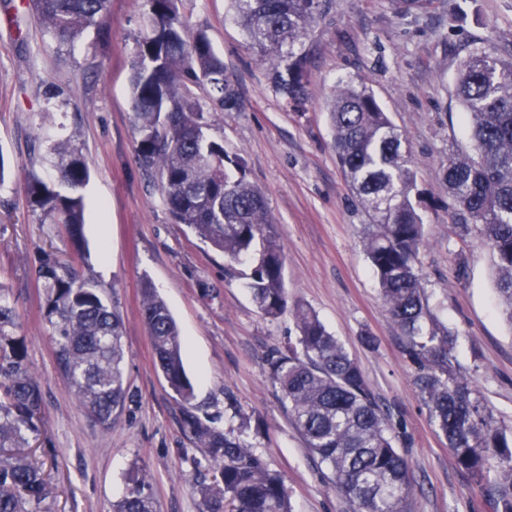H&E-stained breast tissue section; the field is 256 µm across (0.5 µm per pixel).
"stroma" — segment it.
I'll use <instances>...</instances> for the list:
<instances>
[{"instance_id":"stroma-1","label":"stroma","mask_w":512,"mask_h":512,"mask_svg":"<svg viewBox=\"0 0 512 512\" xmlns=\"http://www.w3.org/2000/svg\"><path fill=\"white\" fill-rule=\"evenodd\" d=\"M189 28H205L224 57L240 106L215 114L214 134L240 154L262 192L284 247L292 301L313 310L361 367L388 409L415 488L411 512H490L487 487L461 469L429 418L419 367L389 316L361 242L367 218L336 163L329 121L335 88L365 83L413 154L426 245L417 271L433 315L453 331L456 368L481 393L499 426L512 431V328L500 318L494 257L476 234H461L442 171L450 144L467 145L454 95L460 63L475 47L512 48V0H434L401 13L393 0H334L309 31L307 112L297 116L274 89L269 65L249 49L229 0H179ZM145 0H112L106 29H88L74 51L59 50L28 0H0V293L14 307L27 358L43 394L45 433L32 446L50 474L49 512H112L131 473L146 476L156 512H202L196 487L213 465L182 424L181 410L153 364L141 317L150 281L174 316L201 417L252 445L289 490L292 512H353L295 427L268 374L267 358L296 342L293 315L271 319L244 286L248 266L229 261L172 221L139 169L129 94L130 61ZM58 108L44 112L47 92ZM75 136L90 169L85 257L124 322L129 397L111 429L79 409L54 355L37 279L43 253L72 257L65 225L42 224L24 192L49 138ZM374 336L365 344L364 335Z\"/></svg>"}]
</instances>
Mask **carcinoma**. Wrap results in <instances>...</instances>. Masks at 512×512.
<instances>
[{
    "instance_id": "1",
    "label": "carcinoma",
    "mask_w": 512,
    "mask_h": 512,
    "mask_svg": "<svg viewBox=\"0 0 512 512\" xmlns=\"http://www.w3.org/2000/svg\"><path fill=\"white\" fill-rule=\"evenodd\" d=\"M110 0H29L37 20L71 50L109 17ZM332 0H231L234 21L259 56L272 60L275 90L304 114L311 55L304 40ZM130 95L139 134L136 161L165 209L204 243L234 262H250L246 288L261 314L288 309L284 251L261 191L244 159L213 136L212 111L239 107L234 83L206 29L180 19L177 0H146L134 36ZM455 95L470 125V147L449 148L443 178L454 223L490 247L500 313L512 328V57L475 48L460 65ZM337 163L368 217L362 243L387 311L418 364L417 385L429 417L456 462L490 488L493 512H512V433L452 362L455 333L433 318L416 271L425 230L412 155L403 133L363 83L346 82L330 102ZM57 181L36 171L25 185L41 224H64L83 239L89 169L71 135L49 143ZM56 362L83 413L112 427L123 409V320L72 262L46 257L37 271ZM142 318L154 365L180 403L183 425L213 464L198 493L202 512H291L283 478L251 446L195 413L194 385L183 366V341L165 302L142 284ZM297 343L273 352L268 370L288 402L307 447L330 471L354 512H408L414 491L408 459L395 446L388 416L359 364L309 308L293 305ZM43 398L27 360L15 310L0 299V512H47L42 466L26 448L45 429ZM113 512H155L149 483L130 477Z\"/></svg>"
}]
</instances>
